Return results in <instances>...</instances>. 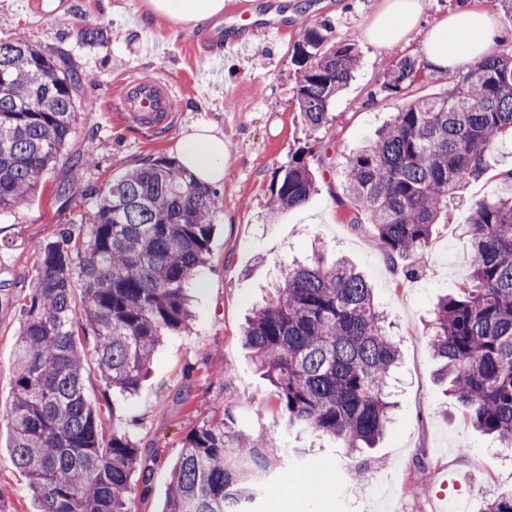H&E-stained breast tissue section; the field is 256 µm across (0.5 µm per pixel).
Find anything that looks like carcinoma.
<instances>
[{
  "label": "carcinoma",
  "instance_id": "1",
  "mask_svg": "<svg viewBox=\"0 0 512 512\" xmlns=\"http://www.w3.org/2000/svg\"><path fill=\"white\" fill-rule=\"evenodd\" d=\"M318 27L293 52L305 125L328 123V107L358 63L353 44L324 50ZM428 65L400 59L382 89L400 93L426 77ZM85 80L61 49L47 52L27 36L0 39V214L33 194L74 131ZM512 133V54L497 50L463 67L448 93L410 101L376 138L343 163L346 193L367 210L390 261L429 247L448 202L480 178L488 157ZM316 178L305 151L277 171L268 209L308 202ZM507 193L470 205L464 238L469 276L436 303L428 331L438 377L478 431L512 447V172ZM85 241L62 224L38 248L37 274L23 298L16 338L15 392L9 409L12 462L28 479L38 512H135L161 453L127 432L107 431L86 399L87 344H93L108 391L138 394L163 337L190 329L187 289L207 265L220 192L159 156L85 189ZM276 295L248 318L242 342L276 388L290 428L328 439L344 451L355 478L370 473L361 457L391 418L398 346L351 263L315 256L281 269ZM84 320L72 317L75 282ZM278 448L234 426L205 423L187 434L173 467L163 512H249Z\"/></svg>",
  "mask_w": 512,
  "mask_h": 512
}]
</instances>
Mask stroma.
Returning <instances> with one entry per match:
<instances>
[{"label":"stroma","mask_w":512,"mask_h":512,"mask_svg":"<svg viewBox=\"0 0 512 512\" xmlns=\"http://www.w3.org/2000/svg\"><path fill=\"white\" fill-rule=\"evenodd\" d=\"M140 0H0V38L24 33L41 47L68 51L87 80L78 94L75 129L36 192L0 216V512H33L27 480L10 459L15 338L20 300L37 269V247L59 225L92 207L82 191L105 187L143 161L172 157L181 136L210 124L229 145L210 256L192 291L195 319L186 333L166 337L139 393L103 398L95 361H87L85 394L140 446L155 445L164 457L155 466L137 512H163L171 469L189 431L232 415L239 430L284 448L281 464L258 497L254 512H440L461 499L469 512L512 494V449L475 430L456 406L445 403L436 380L437 361L425 324L439 296L456 293L468 273L460 236L468 204L495 197L501 173L512 168V142L491 158L486 174L450 204L436 225L417 277H404L403 262L386 260L367 214L347 195L342 164L369 141L410 98L445 94L458 73L428 70L411 92L392 94L381 83L399 59L421 57L426 31L468 5L489 10L512 52V0H422L418 28L408 41L385 46L368 29L383 0H288V32L261 27L202 34L170 21L147 19ZM323 27L329 43L352 40L360 63L349 84L332 99L329 122L305 127L295 98L299 75L293 48L303 25ZM98 28L105 42H83L78 32ZM239 48H225L230 38ZM152 77L179 88L178 129L145 139L137 123L120 124L109 106L115 84ZM313 150L316 190L302 207L270 216L267 200L276 170L301 147ZM70 190L68 202L55 196ZM322 247L326 263L344 256L367 276L400 347L394 371L393 420L364 481L346 471L333 443L285 428L274 387L256 370L240 335L247 315L278 283L281 265L311 257ZM460 487L447 485L448 476ZM317 478L316 501L302 498V483Z\"/></svg>","instance_id":"obj_1"}]
</instances>
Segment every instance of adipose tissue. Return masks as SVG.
<instances>
[{"label":"adipose tissue","instance_id":"1","mask_svg":"<svg viewBox=\"0 0 512 512\" xmlns=\"http://www.w3.org/2000/svg\"><path fill=\"white\" fill-rule=\"evenodd\" d=\"M147 17L167 18L190 28H204L224 15V0H144ZM421 0H384L370 33L380 43L394 45L415 30ZM498 31L492 14L466 7L436 23L424 38V53L432 68L446 71L479 61L494 44ZM228 156L222 132L210 126L194 127L178 143L180 164L200 180L217 185L224 180Z\"/></svg>","mask_w":512,"mask_h":512}]
</instances>
